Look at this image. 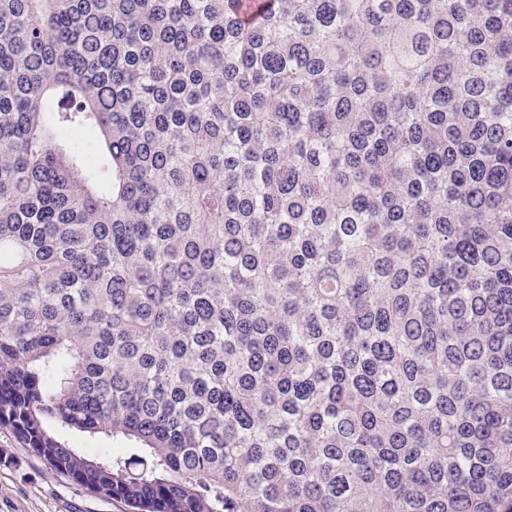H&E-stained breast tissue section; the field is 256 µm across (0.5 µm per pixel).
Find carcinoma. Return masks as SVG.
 <instances>
[{"label": "carcinoma", "instance_id": "obj_1", "mask_svg": "<svg viewBox=\"0 0 512 512\" xmlns=\"http://www.w3.org/2000/svg\"><path fill=\"white\" fill-rule=\"evenodd\" d=\"M2 425L138 512H512V0H0Z\"/></svg>", "mask_w": 512, "mask_h": 512}]
</instances>
